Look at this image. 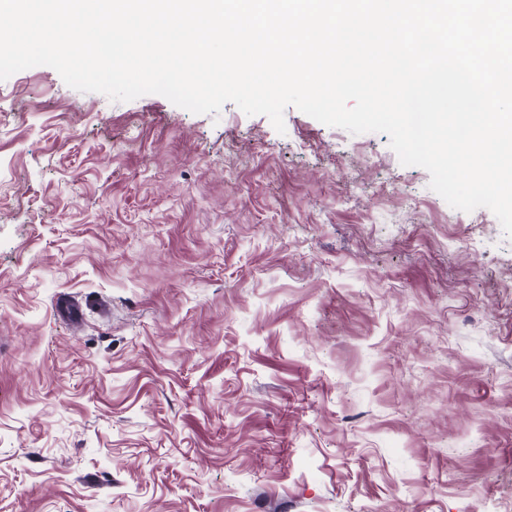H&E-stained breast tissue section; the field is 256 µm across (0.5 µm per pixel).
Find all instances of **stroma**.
I'll return each instance as SVG.
<instances>
[{
    "instance_id": "stroma-1",
    "label": "stroma",
    "mask_w": 512,
    "mask_h": 512,
    "mask_svg": "<svg viewBox=\"0 0 512 512\" xmlns=\"http://www.w3.org/2000/svg\"><path fill=\"white\" fill-rule=\"evenodd\" d=\"M284 122L0 82V512H512V239Z\"/></svg>"
}]
</instances>
